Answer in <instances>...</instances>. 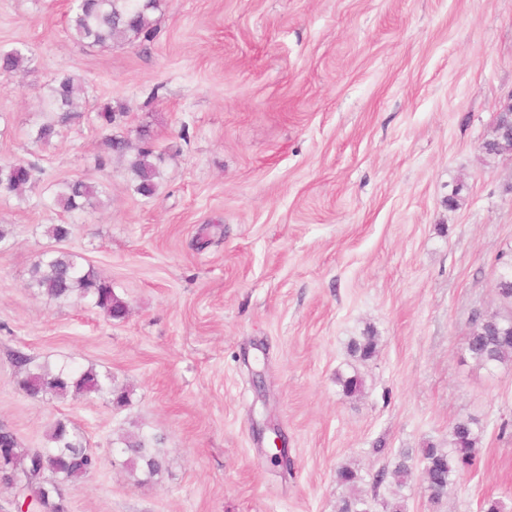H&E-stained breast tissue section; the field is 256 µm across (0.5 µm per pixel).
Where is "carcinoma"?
Returning a JSON list of instances; mask_svg holds the SVG:
<instances>
[{
	"label": "carcinoma",
	"mask_w": 512,
	"mask_h": 512,
	"mask_svg": "<svg viewBox=\"0 0 512 512\" xmlns=\"http://www.w3.org/2000/svg\"><path fill=\"white\" fill-rule=\"evenodd\" d=\"M68 30L79 43L90 49L112 46L114 39L153 35L149 11L156 8V0H71ZM26 61L22 48H0V75L8 77L20 70ZM82 81L69 74L57 75L47 86L46 104L50 116L42 123L35 135L41 143L50 142L58 128L84 117L78 101L84 94ZM125 112L118 111L112 102L97 103L92 120L103 128L114 126ZM143 146L130 162V189L133 193L151 199L156 196L160 184V170L154 162V150L149 145V130H140ZM36 166L30 162L0 163V195H20L35 183ZM108 198L104 184L79 179H63L51 191L50 202L65 213L81 212L88 207L105 204ZM30 287L56 302H68L73 297L85 299L109 318L119 320L127 313L126 303L112 288V282L87 268L82 257L63 250L42 253L31 268ZM503 301V310L492 315L476 313L472 316L471 331L467 341L470 357L479 365L504 363L512 359V263H506L496 285ZM351 354L368 360L377 351V338L371 335L351 339ZM13 362L20 370L18 385L32 397L50 395L65 398L70 394L105 395L108 401L121 407L128 403L129 393L112 387V377L102 375L94 368L74 369L67 365L52 367L48 364L30 368L32 358L17 351ZM46 445L23 454L18 448L15 434L0 428V456L5 460L7 472L29 489L42 479H49L53 491L33 500L39 512H69L68 502L60 485L75 482L95 472L98 457L85 445L84 437L65 420H57L45 434ZM151 440L139 434H129L123 440L120 453L125 456V466L130 476L151 477L163 469V458L154 453L148 444ZM477 436L473 421L455 424L450 432V448L444 450L430 446L420 449V461L428 471L432 482L446 490L454 483L459 472L471 467L476 460ZM412 453L403 454L392 469L377 472L374 486H379L387 474H392L396 484L402 487L412 473ZM339 512H371L370 502L359 493L341 500Z\"/></svg>",
	"instance_id": "carcinoma-1"
}]
</instances>
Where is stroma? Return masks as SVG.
<instances>
[{
  "mask_svg": "<svg viewBox=\"0 0 512 512\" xmlns=\"http://www.w3.org/2000/svg\"><path fill=\"white\" fill-rule=\"evenodd\" d=\"M68 13L0 0V47L29 58L0 77V162L40 166L30 191L0 197V427L25 449L59 419L85 437L99 467L63 485L70 512H337L344 465L372 512L397 490L404 512H482L489 496L512 512V362L466 351L512 260V153L483 149L512 97V0H157L152 39L97 50L69 36ZM62 72L124 107L120 125L35 141ZM142 127L162 156L151 199L129 188ZM110 134L125 154H108ZM62 179L110 199L64 213L49 202ZM53 246L111 280L125 319L30 288ZM369 331L378 353L361 361L348 344ZM16 350L111 374L130 401L31 397ZM466 419L477 460L441 503L416 470L374 485ZM129 431L159 439L165 466L144 482L116 448Z\"/></svg>",
  "mask_w": 512,
  "mask_h": 512,
  "instance_id": "stroma-1",
  "label": "stroma"
}]
</instances>
